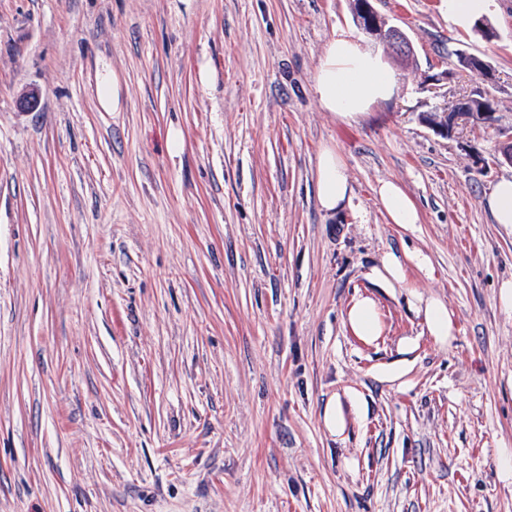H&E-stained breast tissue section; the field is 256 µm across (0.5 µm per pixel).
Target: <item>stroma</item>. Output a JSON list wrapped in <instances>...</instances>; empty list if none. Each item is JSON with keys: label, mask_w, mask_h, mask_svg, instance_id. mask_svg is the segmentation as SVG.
<instances>
[{"label": "stroma", "mask_w": 512, "mask_h": 512, "mask_svg": "<svg viewBox=\"0 0 512 512\" xmlns=\"http://www.w3.org/2000/svg\"><path fill=\"white\" fill-rule=\"evenodd\" d=\"M371 3L416 67L349 0H0V512H512V229L485 208L512 177V0L468 33L440 0ZM337 33L397 82L354 120L311 86ZM477 92L490 119L428 124ZM382 181L419 223L389 222ZM388 251L433 276L382 291ZM413 292L446 303L450 346ZM361 295L370 344L345 324ZM408 336L411 372L381 380ZM348 389L369 415L334 438ZM355 20L362 31L370 36L375 37L378 40L387 43L395 53L401 54L403 52H407L410 49L409 42L400 28L391 27V30L386 32L384 27H379L378 20L372 21L371 18H368L366 23H364L363 19L358 17H356ZM316 189L318 203L324 211H337L350 203L351 188L344 162L331 148H324L318 156ZM345 322L352 333L364 342L381 336L382 323L377 302L371 296L355 298L346 312ZM368 415V402L363 394L351 389L340 395L330 398L322 410V421L331 436L342 437L348 427L350 417L355 421H362Z\"/></svg>", "instance_id": "obj_1"}]
</instances>
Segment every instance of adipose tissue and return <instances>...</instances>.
<instances>
[{
  "mask_svg": "<svg viewBox=\"0 0 512 512\" xmlns=\"http://www.w3.org/2000/svg\"><path fill=\"white\" fill-rule=\"evenodd\" d=\"M496 0H442L449 23L462 32L491 15ZM396 79L382 57L361 42L344 34L333 36L312 76V88L321 106L332 115L352 119L371 105L391 97ZM316 189L318 203L324 211L342 209L351 200V188L344 162L333 149H323L317 160ZM378 196L390 223H419L418 210L405 190L390 181L381 182ZM413 307L422 316L424 328L442 347L455 336V326L445 303L437 297L416 296ZM345 322L362 341L370 342L382 333V323L374 298L360 296L346 312ZM368 415L363 394L351 389L343 396L330 398L322 410V421L330 435L340 437L349 421H361Z\"/></svg>",
  "mask_w": 512,
  "mask_h": 512,
  "instance_id": "1",
  "label": "adipose tissue"
}]
</instances>
